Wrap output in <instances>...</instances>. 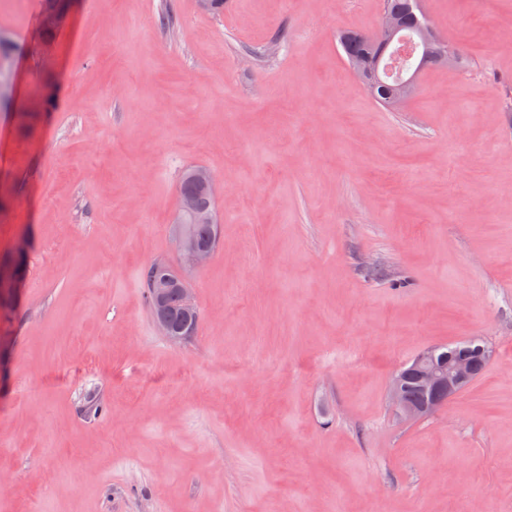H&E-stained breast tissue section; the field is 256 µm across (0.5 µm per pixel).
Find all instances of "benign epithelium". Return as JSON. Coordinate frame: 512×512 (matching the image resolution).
Masks as SVG:
<instances>
[{"label": "benign epithelium", "instance_id": "1", "mask_svg": "<svg viewBox=\"0 0 512 512\" xmlns=\"http://www.w3.org/2000/svg\"><path fill=\"white\" fill-rule=\"evenodd\" d=\"M413 8L419 18L412 36H402L401 23L387 6L369 34L371 42L391 50L390 56L379 55L371 63L364 58L349 62L359 81L373 93L378 90L385 93L389 105L393 107L403 104L417 92L419 59L435 53L448 60V63L454 64L460 58L458 47L422 11L421 0H413ZM189 175L201 185L212 202H217L222 185L208 169L194 166L189 168ZM186 212L193 214V222L196 224L219 223L215 208L197 209L190 200L178 197L173 219L177 263L165 267L163 273L154 278L151 284L153 321L160 334L173 342L183 339L186 333L182 329H174L168 320L166 307L169 291L172 288L180 289L187 320L197 319L199 312L192 304L186 273L200 269L213 254V249L200 244L191 230L184 225L183 215ZM21 282L22 278L12 265L1 264L0 300L6 301L15 297ZM475 356L489 363L494 357V349L484 341L473 339L471 345L447 361L438 358L436 350L429 348L399 366L390 381V399L400 418L406 421L424 419L445 406L440 401L442 396L452 398L463 392L473 380ZM411 379L433 395L429 402L420 405L408 400L407 382Z\"/></svg>", "mask_w": 512, "mask_h": 512}]
</instances>
